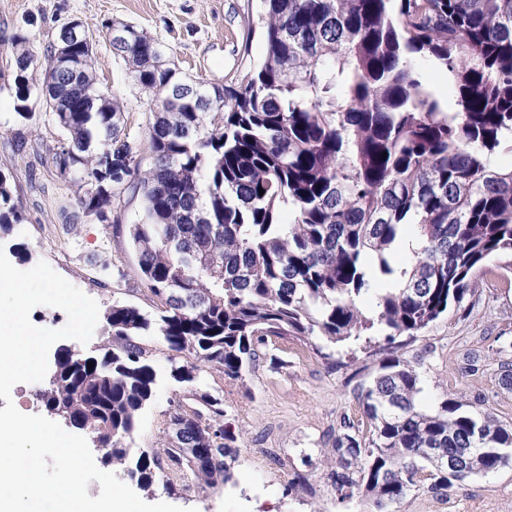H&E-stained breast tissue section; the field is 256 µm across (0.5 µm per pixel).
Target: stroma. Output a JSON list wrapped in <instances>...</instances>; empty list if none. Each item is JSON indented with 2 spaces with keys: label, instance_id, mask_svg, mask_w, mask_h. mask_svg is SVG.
Returning a JSON list of instances; mask_svg holds the SVG:
<instances>
[{
  "label": "stroma",
  "instance_id": "35a3bbf8",
  "mask_svg": "<svg viewBox=\"0 0 512 512\" xmlns=\"http://www.w3.org/2000/svg\"><path fill=\"white\" fill-rule=\"evenodd\" d=\"M260 0H0V72L13 59L12 39L22 30L34 36L35 50L54 39L60 27L81 20L95 38L97 77L120 102L130 137L145 140L151 97L132 80L106 35L115 21L131 22L164 45L187 75L227 84L262 63L265 40L257 26ZM37 143L36 151L13 149L16 136ZM62 133L44 112L33 120L16 116L9 90H0V173L12 183L24 219L0 237V251L16 268L28 270L46 262L72 285L93 298L100 309L112 303L155 313L160 305L137 271L129 229L141 221L137 193L126 190L111 220L66 225L60 208L66 198L51 161V149ZM95 253L121 265L124 276L100 285L83 263ZM481 296L468 317L442 316L400 353L423 375L419 407L437 410L444 399L462 398L512 427V388L500 380V364L512 360V269L490 261L482 276ZM156 373L154 392L125 444L131 458L169 438L166 428L176 401H191V388L221 398L224 425L237 438L233 479L218 489L202 490L180 479L172 485L156 480L139 497L197 512H369L363 490L340 498L331 478L336 469L333 448L346 422L369 426L355 396L376 374L379 356L357 352L353 358H323L296 340L278 343L281 366L259 358L238 381L225 379L201 365L197 386L171 376L174 353L151 333L136 338ZM399 512H512V465L454 483L442 490L423 484L398 506Z\"/></svg>",
  "mask_w": 512,
  "mask_h": 512
}]
</instances>
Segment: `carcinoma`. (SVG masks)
<instances>
[{"instance_id":"cac0c4a2","label":"carcinoma","mask_w":512,"mask_h":512,"mask_svg":"<svg viewBox=\"0 0 512 512\" xmlns=\"http://www.w3.org/2000/svg\"><path fill=\"white\" fill-rule=\"evenodd\" d=\"M264 2L265 60L229 85L186 76L158 40L116 23L113 52L153 94L146 169L98 82L85 27L40 55L30 33L13 37L15 107L41 104L63 133L52 165L75 199L74 210L62 207L66 223L105 221L126 188L138 191L144 215L130 238L162 303L154 316L113 304L104 314L112 352L90 367L62 354L38 399L92 434L107 462L124 464V440L156 382L135 336L153 332L189 358L172 366L180 383L196 380L198 360L240 380L274 338L320 337L351 356L386 351L357 395L369 438L350 423L335 451L341 498L361 487L376 512H389L421 482L420 462L437 489L512 463V428L455 399L421 411V376L394 351L397 338L461 311L488 261L512 258V168L497 163L512 153V0ZM425 63L447 71L451 108L424 83ZM21 220L0 173V233ZM84 261L101 282L123 276L95 255ZM367 299L369 315L359 308ZM193 401L170 413L182 438L137 458L142 488L164 461L202 489L232 479L223 402L197 391ZM197 448L214 459L199 461ZM430 448L450 461L476 452L458 476Z\"/></svg>"}]
</instances>
